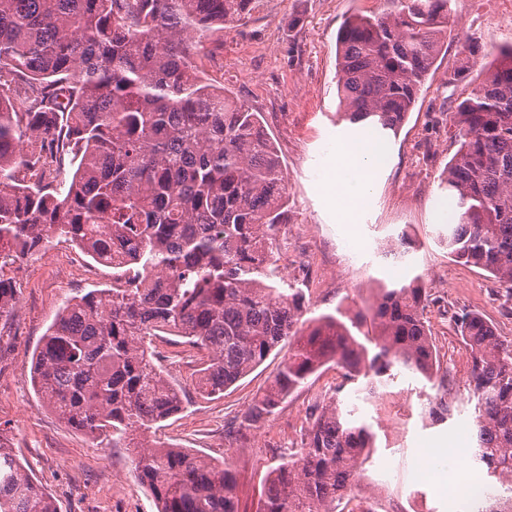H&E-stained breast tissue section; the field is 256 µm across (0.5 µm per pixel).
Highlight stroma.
<instances>
[{"instance_id": "obj_1", "label": "stroma", "mask_w": 512, "mask_h": 512, "mask_svg": "<svg viewBox=\"0 0 512 512\" xmlns=\"http://www.w3.org/2000/svg\"><path fill=\"white\" fill-rule=\"evenodd\" d=\"M385 0H259L247 24L224 30L208 44L198 64L204 76L259 112L282 161L290 224L279 239L280 264L306 262L309 317L341 311L355 318L379 288L420 276L429 298L424 318L437 345L441 370L469 375V355L454 317L467 309L482 314L505 343H512V296L478 268L455 262L443 241L448 219L437 212L445 201L440 180L458 149L453 112L462 90L448 76L469 64V86L494 68V55L467 58L464 47L512 45V0H451L454 26L408 119L386 142L387 158L375 170L369 193L348 223L323 186L340 142L356 138L338 122L336 35L354 14H380ZM29 276L18 282L14 313L0 317V432L24 469L53 497L57 512H156L150 491L139 483L126 449L75 431L36 394L30 357L63 300L112 282L111 268L95 263L68 243L51 240L45 254L29 258ZM154 349L170 378L190 386L199 358L187 345L156 339ZM287 349L272 352L223 398L190 397L159 431L213 460L230 459L244 512H258L265 478L281 454L296 447L309 409L341 380L330 367L312 376L247 442L229 438L224 427L246 411L257 392L274 379ZM445 420L428 413L436 392L426 379L397 375L380 402L347 389L341 408L372 424L376 449L356 494L381 498L393 512H468L466 499L452 498L449 485L468 484L466 464L476 445L473 403ZM455 432L458 466L446 451L428 447L432 436ZM424 462L428 483L414 466Z\"/></svg>"}]
</instances>
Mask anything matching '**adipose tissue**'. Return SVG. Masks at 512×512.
Instances as JSON below:
<instances>
[{
    "instance_id": "ef3b65f1",
    "label": "adipose tissue",
    "mask_w": 512,
    "mask_h": 512,
    "mask_svg": "<svg viewBox=\"0 0 512 512\" xmlns=\"http://www.w3.org/2000/svg\"><path fill=\"white\" fill-rule=\"evenodd\" d=\"M376 164L377 155L367 143L341 144L327 176V185L345 198H361L371 185Z\"/></svg>"
}]
</instances>
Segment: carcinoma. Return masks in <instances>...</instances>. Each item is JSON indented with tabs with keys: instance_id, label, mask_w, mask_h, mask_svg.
I'll use <instances>...</instances> for the list:
<instances>
[{
	"instance_id": "1",
	"label": "carcinoma",
	"mask_w": 512,
	"mask_h": 512,
	"mask_svg": "<svg viewBox=\"0 0 512 512\" xmlns=\"http://www.w3.org/2000/svg\"><path fill=\"white\" fill-rule=\"evenodd\" d=\"M258 0H0V243L26 258L51 236L112 268V287L66 299L32 355V381L60 419L133 456L157 512H241L232 463L145 446L185 400L152 350L168 333L203 352L195 391L221 397L283 343L288 357L236 428L264 422L328 363L342 382L264 484L261 512H370L350 494L371 426L343 416L349 384L439 374L419 277L384 288L346 323L297 330L306 295L278 276L285 178L258 113L200 75L197 57ZM450 0H389L337 35L343 119L397 133L448 38ZM458 102L459 148L444 172L448 251L512 294V46ZM23 91L25 106L14 99ZM16 288L0 278V317ZM370 323L360 342L352 333ZM477 403L474 460L496 483L478 512H512V343L474 312L456 319ZM0 512H57L0 434Z\"/></svg>"
}]
</instances>
